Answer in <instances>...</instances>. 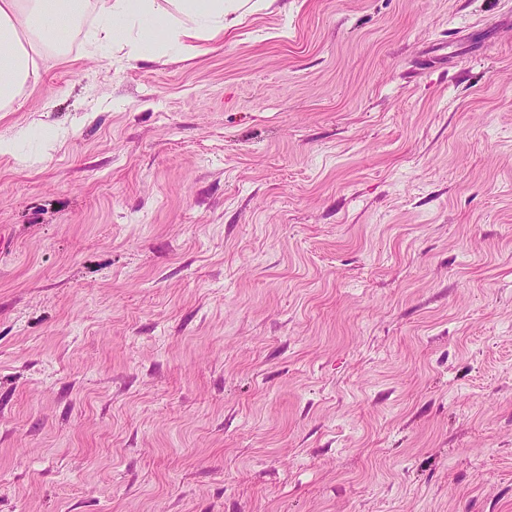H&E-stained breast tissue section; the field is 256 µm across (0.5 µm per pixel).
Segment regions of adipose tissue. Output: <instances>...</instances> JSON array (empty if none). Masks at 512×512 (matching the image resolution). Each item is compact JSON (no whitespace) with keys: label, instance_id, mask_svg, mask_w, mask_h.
<instances>
[{"label":"adipose tissue","instance_id":"1","mask_svg":"<svg viewBox=\"0 0 512 512\" xmlns=\"http://www.w3.org/2000/svg\"><path fill=\"white\" fill-rule=\"evenodd\" d=\"M245 0H0V112L14 111L40 63L55 55L72 18L94 10L87 49L130 60H189L242 19Z\"/></svg>","mask_w":512,"mask_h":512}]
</instances>
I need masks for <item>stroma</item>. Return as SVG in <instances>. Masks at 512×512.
<instances>
[{"label":"stroma","instance_id":"stroma-1","mask_svg":"<svg viewBox=\"0 0 512 512\" xmlns=\"http://www.w3.org/2000/svg\"><path fill=\"white\" fill-rule=\"evenodd\" d=\"M0 137V512H512V0H278Z\"/></svg>","mask_w":512,"mask_h":512}]
</instances>
